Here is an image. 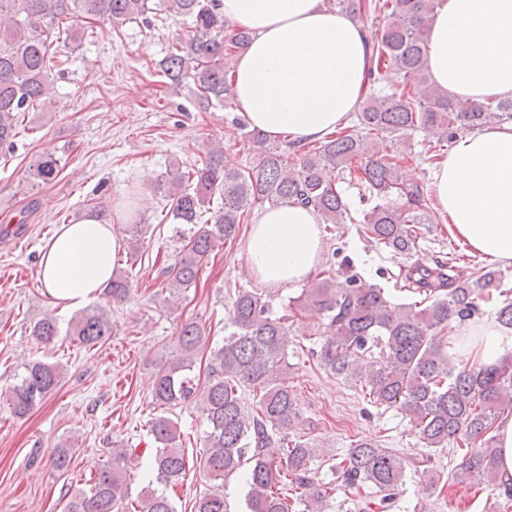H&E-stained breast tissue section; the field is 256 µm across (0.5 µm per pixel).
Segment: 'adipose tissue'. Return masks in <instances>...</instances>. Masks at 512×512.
<instances>
[{
	"instance_id": "obj_1",
	"label": "adipose tissue",
	"mask_w": 512,
	"mask_h": 512,
	"mask_svg": "<svg viewBox=\"0 0 512 512\" xmlns=\"http://www.w3.org/2000/svg\"><path fill=\"white\" fill-rule=\"evenodd\" d=\"M216 10L251 40L233 69V103L248 127L298 145L348 123L364 98L371 46L362 25L325 0H217ZM432 81L455 98H512V0H440L430 30ZM437 209L448 233L492 264L512 266V124L458 136L433 170ZM116 223L81 218L47 244L40 273L55 303L79 307L112 276ZM317 212L285 203L264 211L246 246L247 267L270 287L311 280L323 256ZM512 328L493 321L448 336V355L496 363Z\"/></svg>"
}]
</instances>
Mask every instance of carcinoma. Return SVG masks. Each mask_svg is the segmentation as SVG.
Wrapping results in <instances>:
<instances>
[{
  "instance_id": "obj_1",
  "label": "carcinoma",
  "mask_w": 512,
  "mask_h": 512,
  "mask_svg": "<svg viewBox=\"0 0 512 512\" xmlns=\"http://www.w3.org/2000/svg\"><path fill=\"white\" fill-rule=\"evenodd\" d=\"M215 0H0V146L17 135L20 116L36 104L50 102L49 75L53 56L50 38L71 16L110 24L148 22V14L168 11L190 20L192 34L175 40L160 63L173 86L189 79L195 104L206 110L232 96L229 73L232 53L242 50L250 34L239 30L224 37V18ZM436 0H336L339 12L354 18L371 11L384 16L371 36L373 66L369 92L356 113L353 129L341 131L307 147L288 144L290 151L267 140L258 130L245 132L257 160L246 169L230 166L220 147L200 163L176 171L167 182L172 204L164 219L182 224L181 245L162 269L170 296L197 287L203 262L224 247L244 223L247 207L296 203L315 208L326 225H356L366 242L407 259L415 253L425 225L437 220L429 195L406 181L395 147L411 132L443 147L461 128L480 130L512 121V99L462 102L435 85L427 68L428 32ZM391 69L409 84L385 92L383 72ZM359 164L367 198L376 200L357 219L339 183L343 173ZM60 172V160L47 157L35 169L44 183ZM220 206L205 219L211 197ZM403 204L395 207L392 199ZM460 258L440 253L430 265H399L391 274L400 292L417 293L414 303L395 304L385 289L357 286L358 274L344 280L328 269L307 285L289 311L277 316L264 295L238 289L232 302L229 333L210 357L205 375L195 373L204 331L195 321L182 323L176 349L157 363L152 403L161 413L147 429L153 447L114 448L111 459L95 470L88 488L76 492L63 512H176L166 494L184 478L189 463L180 448L181 432L172 414L197 405L207 431L200 464L203 479L212 483L195 503V512H230L224 481L236 474L248 485L249 512H326L329 494L317 479L316 461L329 465L336 480L364 512H394L405 491V461L389 448L351 441L340 457L328 455L296 434L299 418L293 391L280 380L288 367V346L300 311L324 315L323 336L312 357L329 374L361 389L369 402L396 408L409 416L411 430L427 448L442 452L449 444L464 450L453 478L459 485L483 482L498 491L497 508H512V485L499 477V448L490 432L504 406L512 405V359L489 366H468L448 360L445 331L497 302L496 318L512 327V299L500 289L502 271L481 267L458 272ZM133 281L120 270L112 273L105 295L115 302L130 296ZM33 336L50 344L58 336L55 318L43 315ZM112 335V322L101 308L86 309L72 320L70 336L93 348ZM61 382L59 367L34 361L0 398L14 414L24 416ZM252 396L247 402L245 395ZM278 446L275 457L268 449ZM144 468L148 481L130 496L131 472Z\"/></svg>"
}]
</instances>
